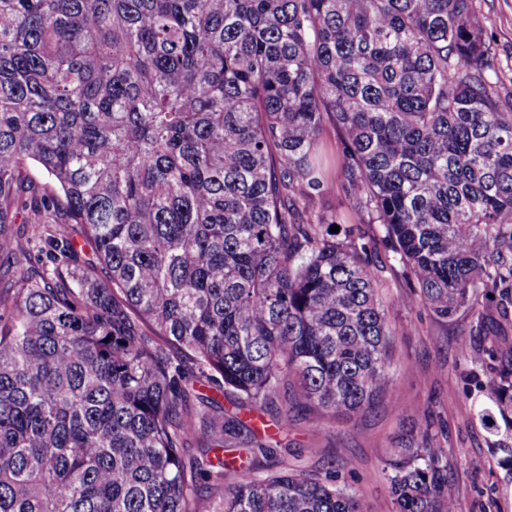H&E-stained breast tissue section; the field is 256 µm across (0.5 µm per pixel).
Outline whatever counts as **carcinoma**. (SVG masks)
<instances>
[{
    "label": "carcinoma",
    "mask_w": 512,
    "mask_h": 512,
    "mask_svg": "<svg viewBox=\"0 0 512 512\" xmlns=\"http://www.w3.org/2000/svg\"><path fill=\"white\" fill-rule=\"evenodd\" d=\"M495 74L473 0H0V512H364L224 452L275 454L245 420L269 405L324 422L386 390L379 241L433 316H470L481 421L512 432ZM414 427L395 512H457Z\"/></svg>",
    "instance_id": "carcinoma-1"
}]
</instances>
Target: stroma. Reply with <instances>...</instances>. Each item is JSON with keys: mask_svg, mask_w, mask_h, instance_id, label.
Instances as JSON below:
<instances>
[{"mask_svg": "<svg viewBox=\"0 0 512 512\" xmlns=\"http://www.w3.org/2000/svg\"><path fill=\"white\" fill-rule=\"evenodd\" d=\"M476 5L488 20L487 42L497 62L498 84L510 91L512 0H476ZM377 256L386 266L379 294L395 328L386 395L371 411L337 415L319 430L306 413H289L287 431L276 435L283 452L258 457V467L299 465L321 475L332 470L367 512H393L383 459L394 438L427 414L432 434L448 450V490L458 512H512V470L501 465L497 436L478 417L486 399L460 356L461 346L473 341L468 317L434 319L419 304L391 253L382 247Z\"/></svg>", "mask_w": 512, "mask_h": 512, "instance_id": "stroma-1", "label": "stroma"}]
</instances>
